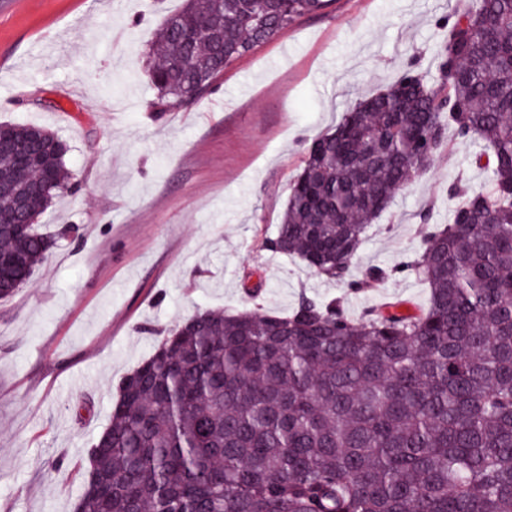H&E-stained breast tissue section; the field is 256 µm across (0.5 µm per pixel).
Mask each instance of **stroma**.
<instances>
[{"instance_id":"1","label":"stroma","mask_w":512,"mask_h":512,"mask_svg":"<svg viewBox=\"0 0 512 512\" xmlns=\"http://www.w3.org/2000/svg\"><path fill=\"white\" fill-rule=\"evenodd\" d=\"M181 6L0 0V122L56 132L78 180L39 219L50 235L76 225V238L0 300V512H74L120 380L196 310L285 314L306 294L353 315L397 299L414 313L428 300L415 276L354 294L265 244L309 139L407 67L435 75L457 0H331L226 68L214 94L159 114L146 80L113 79L145 67ZM480 151L449 139L368 228L359 268L406 261L423 221L448 223L451 185L489 181Z\"/></svg>"}]
</instances>
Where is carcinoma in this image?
Instances as JSON below:
<instances>
[{"label":"carcinoma","instance_id":"carcinoma-1","mask_svg":"<svg viewBox=\"0 0 512 512\" xmlns=\"http://www.w3.org/2000/svg\"><path fill=\"white\" fill-rule=\"evenodd\" d=\"M183 2L142 72L156 112L211 95L330 0ZM198 26L206 38L188 36ZM450 129L483 144L489 189L452 185L451 222L425 226L413 258L353 277L368 225ZM17 143L50 177L16 180ZM66 154L47 128L0 123V300L57 243L35 223L76 187ZM267 250L354 292L407 272L428 302L197 311L120 382L75 512H512V0L457 11L434 78L404 72L310 141Z\"/></svg>","mask_w":512,"mask_h":512}]
</instances>
